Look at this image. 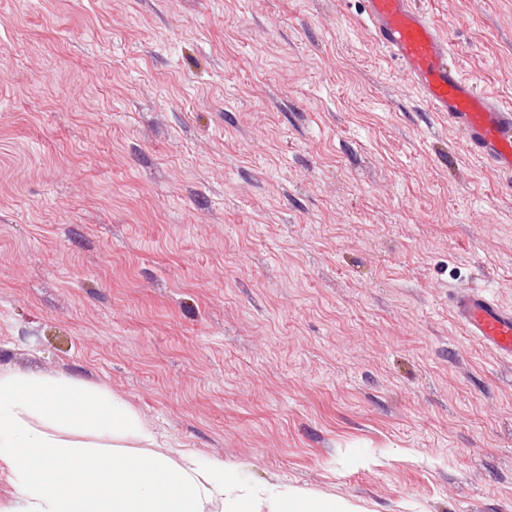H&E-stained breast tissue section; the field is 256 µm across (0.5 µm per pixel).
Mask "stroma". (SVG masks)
I'll return each mask as SVG.
<instances>
[{
	"instance_id": "1",
	"label": "stroma",
	"mask_w": 512,
	"mask_h": 512,
	"mask_svg": "<svg viewBox=\"0 0 512 512\" xmlns=\"http://www.w3.org/2000/svg\"><path fill=\"white\" fill-rule=\"evenodd\" d=\"M512 104V0H414ZM364 0H0V370L358 512H512V175ZM456 320L485 347L512 358V309L498 304L483 291L467 289L449 299Z\"/></svg>"
}]
</instances>
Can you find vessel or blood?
<instances>
[{
	"mask_svg": "<svg viewBox=\"0 0 512 512\" xmlns=\"http://www.w3.org/2000/svg\"><path fill=\"white\" fill-rule=\"evenodd\" d=\"M365 2L371 40L400 63L428 108L462 135L471 154L512 173V105L463 77L447 39L411 0ZM449 304L469 336L512 358V309L474 289L456 292Z\"/></svg>",
	"mask_w": 512,
	"mask_h": 512,
	"instance_id": "1",
	"label": "vessel or blood"
}]
</instances>
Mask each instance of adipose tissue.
Returning <instances> with one entry per match:
<instances>
[{
    "instance_id": "adipose-tissue-1",
    "label": "adipose tissue",
    "mask_w": 512,
    "mask_h": 512,
    "mask_svg": "<svg viewBox=\"0 0 512 512\" xmlns=\"http://www.w3.org/2000/svg\"><path fill=\"white\" fill-rule=\"evenodd\" d=\"M8 512H353L287 487L266 494L235 467L171 451L117 397L66 375L0 372V467Z\"/></svg>"
}]
</instances>
